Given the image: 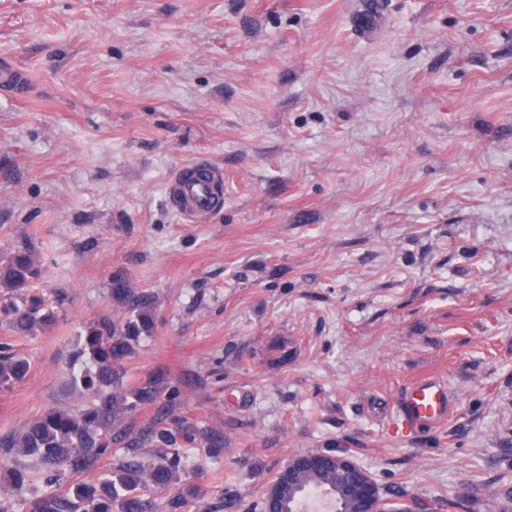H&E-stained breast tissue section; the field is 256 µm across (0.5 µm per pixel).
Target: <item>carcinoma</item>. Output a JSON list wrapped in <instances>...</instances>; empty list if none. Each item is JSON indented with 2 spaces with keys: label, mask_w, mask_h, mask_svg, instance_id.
Instances as JSON below:
<instances>
[{
  "label": "carcinoma",
  "mask_w": 512,
  "mask_h": 512,
  "mask_svg": "<svg viewBox=\"0 0 512 512\" xmlns=\"http://www.w3.org/2000/svg\"><path fill=\"white\" fill-rule=\"evenodd\" d=\"M43 277L36 248L32 244L14 247L0 257V328L16 335L34 336L54 325L59 309L38 288ZM113 298L127 307L122 321L109 314L84 325L69 355L73 373L69 387L86 397L73 409H49L0 435V455L16 464L0 470L3 480L20 496L29 497L31 512H181L194 492L182 479L187 457L179 448L192 443L196 427L180 420L140 424L139 410L155 402L164 389L165 378L157 375L145 382L129 380L126 361L142 340L154 334L153 309L143 294L118 279ZM31 370L23 354L0 348V392L12 389ZM160 448L154 458H142L138 449ZM126 450L119 467L104 472L95 484L74 483L73 475L97 465L112 454ZM69 485L67 495L52 497L39 493L40 482ZM327 491L334 512H353V505L341 489L336 470L299 468L291 482L275 478L268 485L262 512H298L308 493ZM415 505L395 503L383 494L381 512H415Z\"/></svg>",
  "instance_id": "1"
}]
</instances>
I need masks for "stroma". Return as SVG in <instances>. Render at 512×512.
<instances>
[{"label":"stroma","instance_id":"35a3bbf8","mask_svg":"<svg viewBox=\"0 0 512 512\" xmlns=\"http://www.w3.org/2000/svg\"><path fill=\"white\" fill-rule=\"evenodd\" d=\"M0 254L33 242L60 318L0 329L31 362L0 434L79 398L84 324H157L126 369L166 387L147 423L195 445L183 512H260L290 457L341 453L448 512L512 490V0H0ZM197 162L224 203L166 196ZM444 381L447 420L393 428L403 391ZM224 183L219 168L205 163L179 169L166 187L170 201L184 218L197 222L222 204L224 195H216V187Z\"/></svg>","mask_w":512,"mask_h":512}]
</instances>
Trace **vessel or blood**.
I'll use <instances>...</instances> for the list:
<instances>
[{
	"label": "vessel or blood",
	"instance_id": "obj_1",
	"mask_svg": "<svg viewBox=\"0 0 512 512\" xmlns=\"http://www.w3.org/2000/svg\"><path fill=\"white\" fill-rule=\"evenodd\" d=\"M224 183L219 168L205 163L179 169L166 187L170 201L184 218L197 222L220 205L216 187ZM402 432L422 426H435L448 417V390L440 382L425 378L415 382L400 397Z\"/></svg>",
	"mask_w": 512,
	"mask_h": 512
}]
</instances>
